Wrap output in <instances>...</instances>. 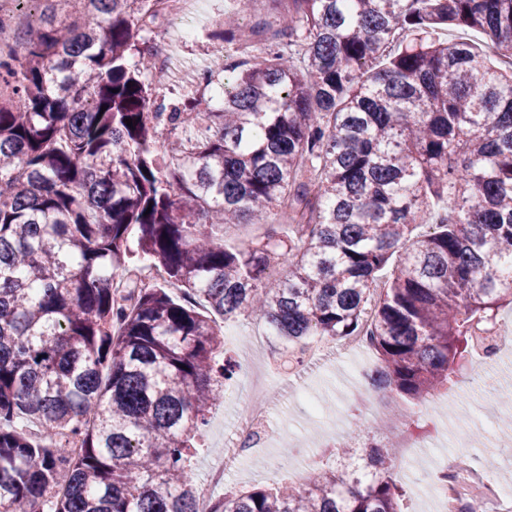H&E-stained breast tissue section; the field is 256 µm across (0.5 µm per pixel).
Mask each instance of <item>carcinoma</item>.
I'll return each instance as SVG.
<instances>
[{
    "instance_id": "carcinoma-1",
    "label": "carcinoma",
    "mask_w": 512,
    "mask_h": 512,
    "mask_svg": "<svg viewBox=\"0 0 512 512\" xmlns=\"http://www.w3.org/2000/svg\"><path fill=\"white\" fill-rule=\"evenodd\" d=\"M48 2L0 55V512H196V437L232 372L212 313L300 348L369 312L368 379L396 405L493 350L512 310V62L493 65L512 55V0H287L272 43L226 65L219 109L159 101L164 74L129 64L151 0L59 18ZM449 27L482 40L450 44ZM245 217L266 235L224 242ZM135 253L181 296L118 304ZM330 456L371 476L326 463L215 512H403L382 423Z\"/></svg>"
}]
</instances>
